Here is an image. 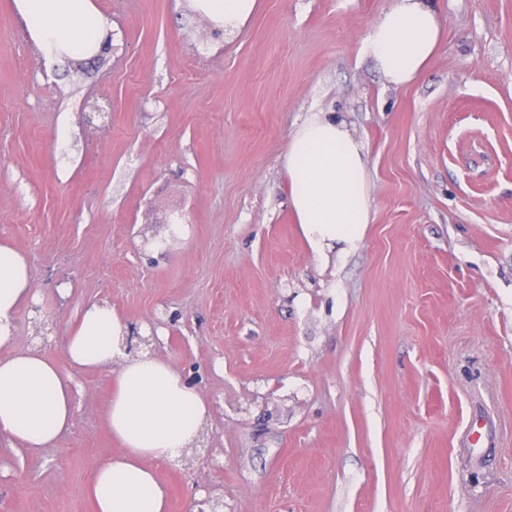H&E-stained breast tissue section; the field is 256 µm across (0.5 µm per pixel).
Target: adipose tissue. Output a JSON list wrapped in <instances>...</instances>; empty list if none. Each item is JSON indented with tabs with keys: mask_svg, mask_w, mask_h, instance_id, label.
Here are the masks:
<instances>
[{
	"mask_svg": "<svg viewBox=\"0 0 512 512\" xmlns=\"http://www.w3.org/2000/svg\"><path fill=\"white\" fill-rule=\"evenodd\" d=\"M32 38L47 54L81 59L111 41L92 0H17ZM225 32L246 25L257 0H193ZM445 19L432 0H396L372 24L361 52L393 87L416 81L438 50ZM288 201L305 237L317 247L354 245L370 219L369 163L363 145L333 112H313L284 154ZM33 296L32 275L14 249L0 247V434L21 446L56 443L74 417L71 375L40 350H17L16 317ZM127 325L105 304H91L65 337L76 368H112L106 426L120 445L97 466L95 512H166L167 496L149 463L194 447L209 417L200 390L173 366L130 354Z\"/></svg>",
	"mask_w": 512,
	"mask_h": 512,
	"instance_id": "ef3b65f1",
	"label": "adipose tissue"
}]
</instances>
